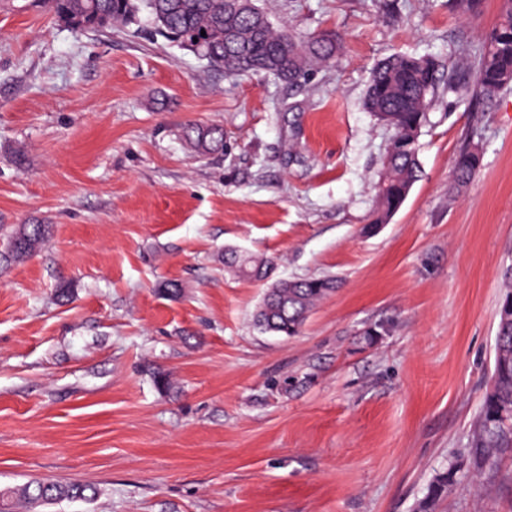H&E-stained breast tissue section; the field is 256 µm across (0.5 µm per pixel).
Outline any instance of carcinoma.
Masks as SVG:
<instances>
[{"instance_id":"cac0c4a2","label":"carcinoma","mask_w":512,"mask_h":512,"mask_svg":"<svg viewBox=\"0 0 512 512\" xmlns=\"http://www.w3.org/2000/svg\"><path fill=\"white\" fill-rule=\"evenodd\" d=\"M59 21L82 24L78 31L99 30L129 24L145 11L155 34L186 44L226 77L265 73L293 85L309 71L332 62L341 50V40L332 31L299 35L284 25L274 26L259 7L234 15L229 0H44ZM206 36H201V33ZM477 61L474 84L466 81L465 69L448 72V93L490 101L512 87V9H506L499 25L474 53ZM439 63L430 56L394 54L373 69L364 106L394 134L381 162L376 185V206L368 224L374 230L388 223L405 203L419 178L418 140L438 88ZM183 138L199 156L221 150L224 128L194 123L185 127ZM480 154L464 148L454 161V188L465 186L476 174ZM51 234L49 224H20L12 228L1 258L22 261L36 253ZM266 258L232 251L224 255V266L242 279L268 272ZM504 303L499 313L495 364L491 391L477 421L475 444L487 457L500 448H512V418L499 420L502 410L512 411V272L505 273ZM337 287L334 279L295 278L274 282L275 293L262 303L255 324L264 333L295 336L318 302ZM91 487L51 481L28 482L5 492L33 506L58 500L88 499Z\"/></svg>"}]
</instances>
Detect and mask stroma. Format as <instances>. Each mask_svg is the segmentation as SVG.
I'll use <instances>...</instances> for the list:
<instances>
[{
	"mask_svg": "<svg viewBox=\"0 0 512 512\" xmlns=\"http://www.w3.org/2000/svg\"><path fill=\"white\" fill-rule=\"evenodd\" d=\"M261 5L341 53L294 86L229 81L147 19L78 34L0 0V247L52 227L0 263V491L95 489L33 512H512V448L473 445L512 266V89L478 110L438 90L420 179L363 231L393 134L364 107L373 67L430 55L447 77L506 0ZM190 122L226 149L195 155ZM471 144L480 169L452 191ZM228 250L338 287L299 335L261 332L264 286L226 273ZM51 234L48 224H20L12 228L1 260L18 262L36 253Z\"/></svg>",
	"mask_w": 512,
	"mask_h": 512,
	"instance_id": "35a3bbf8",
	"label": "stroma"
}]
</instances>
